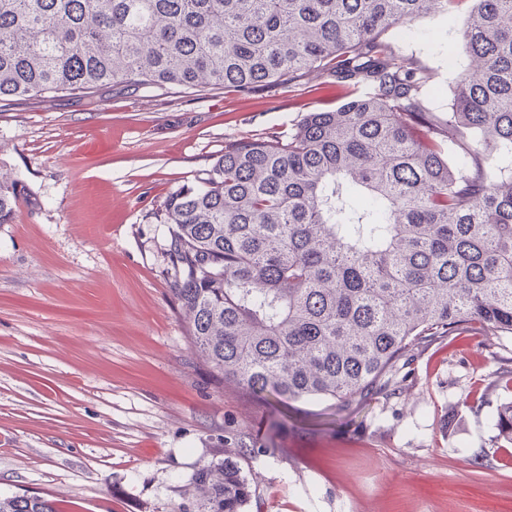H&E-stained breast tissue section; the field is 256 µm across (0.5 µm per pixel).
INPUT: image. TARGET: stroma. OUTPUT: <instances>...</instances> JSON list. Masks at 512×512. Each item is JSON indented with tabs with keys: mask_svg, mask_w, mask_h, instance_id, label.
<instances>
[{
	"mask_svg": "<svg viewBox=\"0 0 512 512\" xmlns=\"http://www.w3.org/2000/svg\"><path fill=\"white\" fill-rule=\"evenodd\" d=\"M468 15L464 2L384 35L428 70L442 120L469 64ZM344 96L309 74L249 95L108 85L0 101V174L21 187L0 224L1 496L182 512L197 467L246 432V512H512V455L492 424L512 401L495 385L512 335L468 325L356 414L295 402L281 429L188 346L157 213L226 146L287 136Z\"/></svg>",
	"mask_w": 512,
	"mask_h": 512,
	"instance_id": "stroma-1",
	"label": "stroma"
}]
</instances>
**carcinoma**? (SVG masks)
<instances>
[{"label": "carcinoma", "instance_id": "1", "mask_svg": "<svg viewBox=\"0 0 512 512\" xmlns=\"http://www.w3.org/2000/svg\"><path fill=\"white\" fill-rule=\"evenodd\" d=\"M471 3L448 121L389 28ZM350 89L288 138L224 149L159 214L190 349L217 379L347 412L471 323L512 334V0H0V100L114 86L249 93L302 73ZM462 155L452 166L448 153ZM20 190L0 178V224ZM369 199L358 207L354 199ZM512 444V402L493 417ZM240 433L184 512H244ZM0 512H58L39 495Z\"/></svg>", "mask_w": 512, "mask_h": 512}]
</instances>
